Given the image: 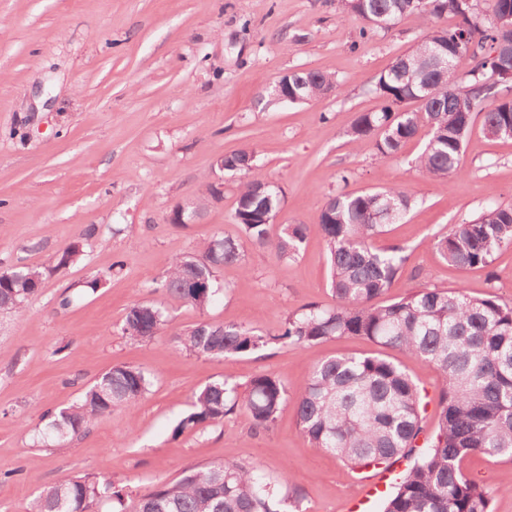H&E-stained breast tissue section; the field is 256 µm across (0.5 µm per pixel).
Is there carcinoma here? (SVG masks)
I'll use <instances>...</instances> for the list:
<instances>
[{"instance_id": "carcinoma-1", "label": "carcinoma", "mask_w": 512, "mask_h": 512, "mask_svg": "<svg viewBox=\"0 0 512 512\" xmlns=\"http://www.w3.org/2000/svg\"><path fill=\"white\" fill-rule=\"evenodd\" d=\"M342 0L345 13L367 22L360 35L376 29L375 19L395 23L418 14L427 24L424 39L373 78L385 106L354 120L351 140L375 138L378 155L395 157L405 144L427 132L415 160L419 173L443 180L462 172L464 146L476 120L489 133L512 129V97L500 81V64L512 35L499 31L494 18L512 13V0ZM453 15L452 27L442 21ZM477 21L472 44L461 41L463 27ZM453 67L468 77L465 85L448 83L442 73ZM337 82L327 73L296 70L288 74V95L306 101L327 96ZM417 102L415 109L407 104ZM255 153L224 155V170L242 173L235 223L241 238L214 237L195 254L178 258L162 272L158 289L199 312L211 306L216 270L238 263L243 243L262 247L279 260L299 254L306 225L268 220L279 212L283 191L253 166ZM265 187L262 193L255 192ZM414 198L401 187L360 194L341 192L328 199L320 227L330 266L332 306L310 304L288 316L279 331L264 332L242 324L205 318L174 337L178 349L214 359L252 354L277 345L303 347L328 338L357 336L399 350L434 366L442 376L436 398L437 430L424 435L425 410L420 388L402 367L379 355L342 354L314 365L307 380L290 391L272 374H259L245 386L217 380L193 396L190 408L173 428L177 437L222 423L243 413L254 431L270 430L281 409L294 405L301 436L309 447L335 455L351 471L408 467L382 495L383 512H492L482 483L466 474L464 461L474 455L512 457V306L495 296L474 297L464 288H423L397 300L383 296L403 268L397 246L374 241L402 219ZM441 257L460 268L486 267L494 255L512 247V202L488 207L478 218L457 224L436 237ZM83 245L64 248L46 268L0 270V311L20 314L37 293L44 276L76 263ZM162 310L151 302L127 309L123 333L153 342L164 332ZM153 384L151 374L116 365L100 374L70 406L47 415L41 438L61 444L99 417L135 410ZM298 490L265 481L254 466L213 461L183 469L179 477L141 494L134 512H284ZM125 494L112 480L85 475L61 478L47 486L29 512H98L112 502L126 512Z\"/></svg>"}]
</instances>
